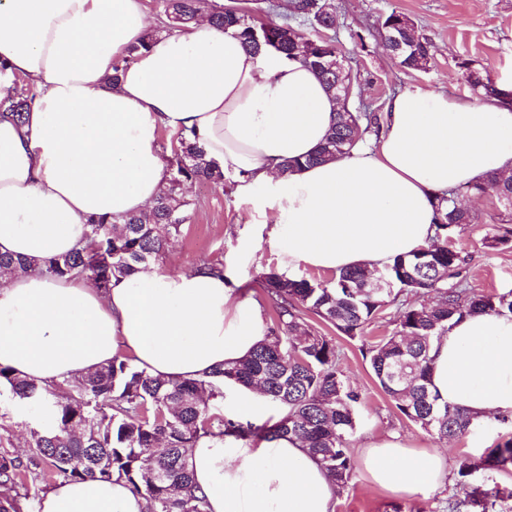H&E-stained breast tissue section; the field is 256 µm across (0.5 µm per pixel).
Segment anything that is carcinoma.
I'll return each instance as SVG.
<instances>
[{
	"label": "carcinoma",
	"instance_id": "obj_1",
	"mask_svg": "<svg viewBox=\"0 0 512 512\" xmlns=\"http://www.w3.org/2000/svg\"><path fill=\"white\" fill-rule=\"evenodd\" d=\"M171 21L169 29L183 31L207 13L210 22L232 29L245 49L274 50L314 69L323 84L336 92V60H348L341 47L324 32L336 29V13L328 0H285L282 21L263 18V8L218 4L212 0H161ZM307 26L305 33L295 25ZM381 37L402 49L392 55L406 70L429 63L430 40L415 24L393 11L381 24ZM466 81L480 97L497 98L498 85L488 71L462 63ZM35 94L17 83L0 100V114L21 121ZM386 121L382 107L360 104L346 115L337 113L325 143L308 159L317 163L346 153L365 135H379ZM173 176L154 207L132 214L116 228L107 218H89L88 244L65 255L44 260L41 271L57 278L81 276L106 289L114 277L128 276L137 267L158 260L189 220L191 203L183 187L191 182L224 184V172L204 159L202 149L184 134L173 148ZM468 194L494 193L504 203L502 223H512V177H492L487 183L465 187ZM436 241L409 255L398 256L377 274L345 270L327 284L293 279L270 272L263 288L273 311L265 339L243 359L206 379L164 380L137 369L129 359L109 364L65 381L66 401L58 398L60 385L46 386L0 368L4 391L44 418L30 429L34 456L44 464L43 477L64 480L99 478L122 480L144 497L148 512H207L205 496L192 486L187 468L189 449L203 435L272 441L294 437L318 460L336 486H347L354 472L350 437L356 428L359 394L348 386L336 366V345L305 319L310 313L338 332L363 335L375 315L391 301L393 291L432 295L430 304L410 305L399 312L392 334L367 349L371 370L396 410L407 420L448 442L465 435L472 418L459 408L439 402L428 386L433 340L448 322L466 312L512 314L508 295L470 290L461 253L448 244L457 229L476 222L475 214L459 207L458 190L437 198ZM257 388L281 410L274 422L261 424L227 418L214 407L224 398V387ZM512 465V440L494 448L484 466ZM26 476L15 460L0 458V512H20L10 491ZM512 500V489L494 485L473 488L450 512H506L502 502Z\"/></svg>",
	"mask_w": 512,
	"mask_h": 512
}]
</instances>
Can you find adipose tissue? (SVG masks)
I'll list each match as a JSON object with an SVG mask.
<instances>
[{
  "instance_id": "1",
  "label": "adipose tissue",
  "mask_w": 512,
  "mask_h": 512,
  "mask_svg": "<svg viewBox=\"0 0 512 512\" xmlns=\"http://www.w3.org/2000/svg\"><path fill=\"white\" fill-rule=\"evenodd\" d=\"M37 91L0 120V366L54 385L127 354L166 380L202 378L267 334L255 302L208 270L142 265L100 289L34 272L88 242V220L149 211L172 176L158 144L183 132L256 205L280 270H375L427 245L437 196L512 175V102L409 85L387 102L375 146L317 164L340 102L303 63L247 52L200 18L151 32L143 0H0V97ZM432 389L480 422L512 418V314L453 319L431 350ZM390 492L432 485L436 450L385 440L365 455ZM193 484L209 512H334L337 487L302 443L201 437ZM36 512H147L121 481L62 480ZM35 94L23 82H15V86L0 100V114L9 115L13 120L21 121L24 112L30 107Z\"/></svg>"
}]
</instances>
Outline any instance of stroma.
Instances as JSON below:
<instances>
[{"label":"stroma","mask_w":512,"mask_h":512,"mask_svg":"<svg viewBox=\"0 0 512 512\" xmlns=\"http://www.w3.org/2000/svg\"><path fill=\"white\" fill-rule=\"evenodd\" d=\"M336 13V38L352 52V72L360 101L380 104L399 88L418 85L427 90H445L465 97L472 90L464 78L463 63L488 68L495 81L512 78V0H329ZM405 13L419 33L433 43L432 59L424 71L402 69L382 44L379 28L391 11ZM235 181L224 185L196 182L185 185L191 202L189 220L165 254L161 265L174 270L194 268L201 261L223 266L241 297L254 300L263 314L271 309L262 288L265 273L277 270V256L268 242L255 206L234 195ZM504 212L494 195L482 197L475 213L478 223L457 232L453 245L467 260L470 289L485 294L512 292V241L489 247L487 240L504 235L500 219ZM414 295L399 293L394 302L366 327L364 336L351 339L316 316L308 322L336 344V362L344 380L360 392L356 407V430L351 438L355 461L352 478L336 495L334 512H448L450 502L466 499L472 485H512V468H480L482 458L499 444L512 439V421L497 418L473 424L464 436L439 443L431 433L397 413L392 401L377 385L363 346L377 344L390 335L398 312L413 303ZM30 425L23 409L0 401V456L29 463L33 450ZM398 435L410 448H440L447 468L436 485L393 494L375 486L363 457L367 443ZM474 463L471 477L461 478V460Z\"/></svg>","instance_id":"stroma-1"}]
</instances>
